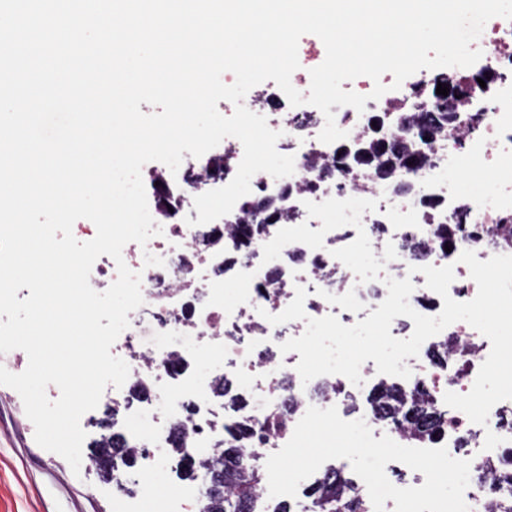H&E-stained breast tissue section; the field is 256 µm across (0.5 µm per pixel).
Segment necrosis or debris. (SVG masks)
<instances>
[{"label":"necrosis or debris","mask_w":512,"mask_h":512,"mask_svg":"<svg viewBox=\"0 0 512 512\" xmlns=\"http://www.w3.org/2000/svg\"><path fill=\"white\" fill-rule=\"evenodd\" d=\"M483 55L480 66L495 75L490 89L480 94L461 90L452 102L460 115L484 110L477 130L467 126L441 137L429 153L430 161L419 170L403 174L409 189L397 193L392 181L366 175L339 174L321 180L335 145L319 140L325 125L322 112L309 104L291 106L273 83L255 87L244 105L263 115L278 131V152L294 158L291 176L276 179L260 172L253 176L255 193L270 199L278 217L266 233L254 241L246 259H239V239L234 224L249 217L247 199H239L230 217L204 225L180 223L176 214L193 205L195 196L226 186L235 176L243 157L241 142L228 137L202 157H185L178 172L160 162L142 169L150 214L162 235L147 245L127 243L122 251L127 266L141 275L144 303L128 315L129 326L112 345V355L122 358L130 374L122 387L107 386L101 403L117 408L122 432L137 452L139 469L113 472V484L139 485L140 499L122 500L116 512H143L146 500L159 499L161 512H199L202 495L192 486L177 485L172 477V431L181 429L186 451L194 462L206 460L224 443V425L231 414L214 399L213 387L222 376L233 378L244 403L234 415L263 425L274 413H282L283 426L252 450L263 462L291 438L308 407L344 410L348 399L362 395V386L345 376H323L327 391L317 394L303 384L297 370L298 353H282L280 346L298 337L299 321L274 325L269 315L281 313L293 300L297 287H304L307 316L339 315L343 325L365 319L387 296L385 278L411 279V307L426 316H437L441 297L427 288L421 269L452 266L454 280L450 296L472 300L477 292L468 266L460 262L463 251L479 260L497 255L490 244L488 228L512 222V21L495 17L479 37ZM428 74L403 83L397 94L369 97L373 89L367 78H359L356 91L365 95L364 112L350 106H332L337 126L355 141L367 131L377 114L413 105L418 92H430ZM479 173L488 188L480 193L461 189V182ZM330 198H361L376 201L377 208L365 212L361 227L343 226L329 231L324 246L313 249L301 242L287 244L284 257L265 263L263 247L277 231L308 224L318 229V219L309 217L306 202ZM437 202L427 211L425 201ZM466 205L464 232L451 249L440 248L432 227L446 223L459 205ZM365 230L375 256L393 245L397 257L386 263L384 279L359 282L357 276L333 250L352 243L358 230ZM163 259V266H148L145 254ZM277 281H270L272 269ZM237 279L235 303H227L224 280ZM491 351L487 337L463 321L455 322L426 340L422 352L411 361L412 375L398 379L399 388L416 389L442 407L445 423L429 445L446 448L456 459L470 460L469 485L464 500L469 512H498L502 496L499 475L512 474V400L493 406L486 425L470 421L460 410L445 406L446 392L468 393L479 368ZM499 436V444L485 449L487 433Z\"/></svg>","instance_id":"4bbe7bcc"}]
</instances>
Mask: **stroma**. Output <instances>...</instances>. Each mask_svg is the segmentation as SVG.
<instances>
[{"label":"stroma","instance_id":"35a3bbf8","mask_svg":"<svg viewBox=\"0 0 512 512\" xmlns=\"http://www.w3.org/2000/svg\"><path fill=\"white\" fill-rule=\"evenodd\" d=\"M22 399L0 385V512H115L111 481L41 448Z\"/></svg>","mask_w":512,"mask_h":512}]
</instances>
